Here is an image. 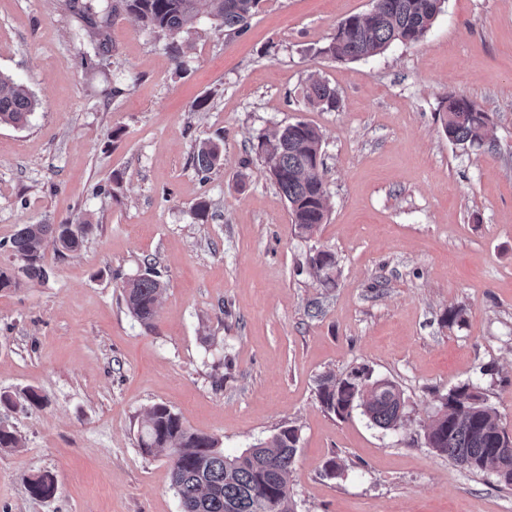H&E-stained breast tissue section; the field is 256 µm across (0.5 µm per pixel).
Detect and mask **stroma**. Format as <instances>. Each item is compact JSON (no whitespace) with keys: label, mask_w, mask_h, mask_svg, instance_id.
<instances>
[{"label":"stroma","mask_w":512,"mask_h":512,"mask_svg":"<svg viewBox=\"0 0 512 512\" xmlns=\"http://www.w3.org/2000/svg\"><path fill=\"white\" fill-rule=\"evenodd\" d=\"M371 7L262 0L241 35L204 13L177 61L125 12L102 58L65 0H0V73L37 99L25 127L0 126V270L18 266L2 247L18 225L97 226L79 254L46 247L45 281L0 289V424L22 438L0 449V512H181L166 450L138 446L156 404L228 455L297 427L295 512H512V487L424 440L463 383L512 434V0H444L418 43L324 55ZM312 75L336 109L305 100ZM451 94L488 113L486 145L448 141ZM298 121L323 138L328 216L309 238L258 150ZM207 139L224 158L201 174ZM319 249L334 285L309 271ZM148 264L164 283L151 331L122 297ZM361 367L402 390L398 429L321 406L323 375ZM37 474L51 499L31 495ZM309 268L318 274L325 285H333L336 277L337 261L335 255L327 250H318L310 256Z\"/></svg>","instance_id":"1"}]
</instances>
